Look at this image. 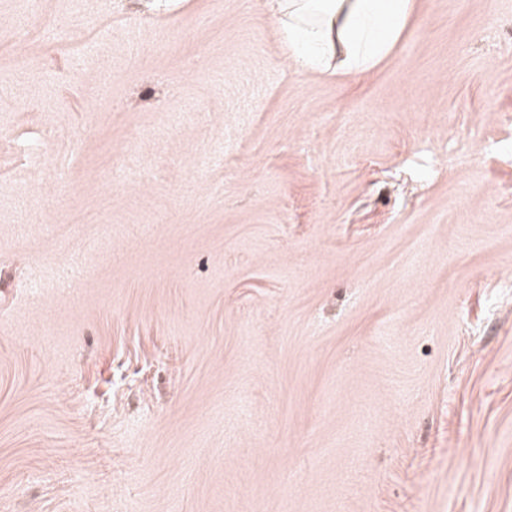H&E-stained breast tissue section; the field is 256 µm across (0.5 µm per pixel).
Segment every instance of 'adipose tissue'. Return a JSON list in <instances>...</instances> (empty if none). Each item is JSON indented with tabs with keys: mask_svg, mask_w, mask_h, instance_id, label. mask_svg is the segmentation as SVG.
<instances>
[{
	"mask_svg": "<svg viewBox=\"0 0 512 512\" xmlns=\"http://www.w3.org/2000/svg\"><path fill=\"white\" fill-rule=\"evenodd\" d=\"M285 54L304 71L358 74L391 51L413 0H264Z\"/></svg>",
	"mask_w": 512,
	"mask_h": 512,
	"instance_id": "ef3b65f1",
	"label": "adipose tissue"
}]
</instances>
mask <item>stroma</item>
Masks as SVG:
<instances>
[{
  "mask_svg": "<svg viewBox=\"0 0 512 512\" xmlns=\"http://www.w3.org/2000/svg\"><path fill=\"white\" fill-rule=\"evenodd\" d=\"M0 512H512V0H0ZM282 50L304 71L365 73L391 51L412 0H264Z\"/></svg>",
  "mask_w": 512,
  "mask_h": 512,
  "instance_id": "1",
  "label": "stroma"
}]
</instances>
